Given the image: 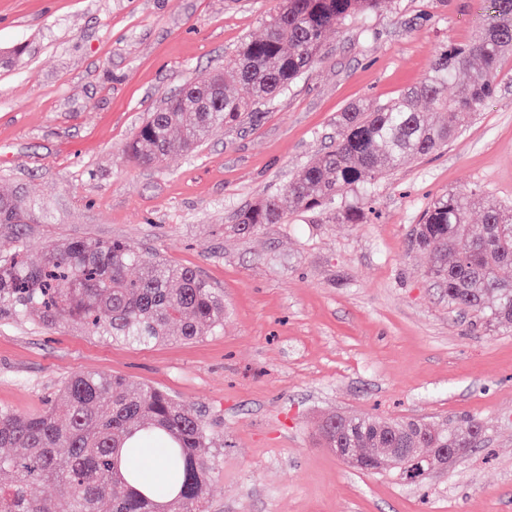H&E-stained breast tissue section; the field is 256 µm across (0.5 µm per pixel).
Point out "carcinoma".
Instances as JSON below:
<instances>
[{"label": "carcinoma", "instance_id": "1", "mask_svg": "<svg viewBox=\"0 0 512 512\" xmlns=\"http://www.w3.org/2000/svg\"><path fill=\"white\" fill-rule=\"evenodd\" d=\"M380 0H280L262 35L246 41L224 70L184 86L164 111L153 112L128 145L137 163H161L175 147L186 152L221 125L250 120L260 103L310 71L327 32L378 8ZM512 52V0H488L480 34L441 48L418 87L386 102L353 104L338 118L336 145L301 167L279 193L238 214L239 230L280 224L292 209H316L346 188L373 184L393 167L433 153L482 111L498 86L501 61ZM453 94H448V87ZM438 110L433 122L419 109ZM482 220L470 223L477 205ZM24 195L0 194V224L25 223ZM412 245L428 255L430 275L448 290V303L488 323L512 325V209L481 204L480 190L440 196L415 226ZM0 316L45 326L73 323L91 336L143 346L194 340L224 326V298L198 272L145 254L125 241L73 240L46 245L36 257L20 245L0 255ZM64 408L21 416L0 408V512H53L39 493L53 485L69 512H205L213 448L205 422L169 393L121 376L76 373L63 385ZM171 439L165 458L177 493L160 505L136 491L123 473L122 451L138 433ZM483 430L426 420L347 415L322 427L325 447L357 448L390 464L412 448L398 475L416 485L432 471L433 448L470 450Z\"/></svg>", "mask_w": 512, "mask_h": 512}]
</instances>
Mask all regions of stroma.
I'll use <instances>...</instances> for the list:
<instances>
[{
    "instance_id": "1",
    "label": "stroma",
    "mask_w": 512,
    "mask_h": 512,
    "mask_svg": "<svg viewBox=\"0 0 512 512\" xmlns=\"http://www.w3.org/2000/svg\"><path fill=\"white\" fill-rule=\"evenodd\" d=\"M279 0H0V191H22L29 253L127 241L198 269L224 327L139 347L63 324L0 320V408L61 405L78 372L168 391L215 446L207 512H512V328L448 302L412 234L435 198L480 189L512 206V56L488 105L448 145L345 190L335 204L237 231L336 139L353 103L419 83L451 42L472 40L484 0H389L329 34L315 68L259 117L216 129L156 166L127 146L183 84L223 69ZM415 418L484 435L424 486L360 471L324 447L333 413Z\"/></svg>"
}]
</instances>
